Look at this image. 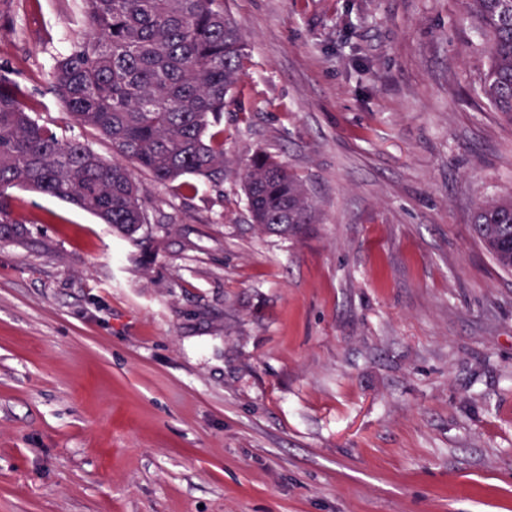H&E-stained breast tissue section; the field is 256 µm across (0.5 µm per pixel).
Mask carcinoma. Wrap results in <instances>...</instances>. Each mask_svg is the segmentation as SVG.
<instances>
[{
  "label": "carcinoma",
  "instance_id": "obj_1",
  "mask_svg": "<svg viewBox=\"0 0 512 512\" xmlns=\"http://www.w3.org/2000/svg\"><path fill=\"white\" fill-rule=\"evenodd\" d=\"M490 37L481 95L512 123V0H466ZM85 29L49 74V91L71 120L112 146L89 144L40 122L0 68V240L25 227L12 216L11 190L66 201L135 240L150 223L135 171L155 186L195 192L191 178L224 179V112L234 103L248 53L224 0H82ZM251 223L281 239L317 222L302 181L257 151L242 173ZM472 231L498 268L512 272V193L479 202Z\"/></svg>",
  "mask_w": 512,
  "mask_h": 512
}]
</instances>
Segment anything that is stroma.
Returning a JSON list of instances; mask_svg holds the SVG:
<instances>
[{"mask_svg": "<svg viewBox=\"0 0 512 512\" xmlns=\"http://www.w3.org/2000/svg\"><path fill=\"white\" fill-rule=\"evenodd\" d=\"M249 59L224 182L150 188L137 240L12 192L0 240V512H512V274L473 237L512 191L465 0H224ZM80 0H0V65L46 89ZM258 150L319 221L252 227Z\"/></svg>", "mask_w": 512, "mask_h": 512, "instance_id": "35a3bbf8", "label": "stroma"}]
</instances>
